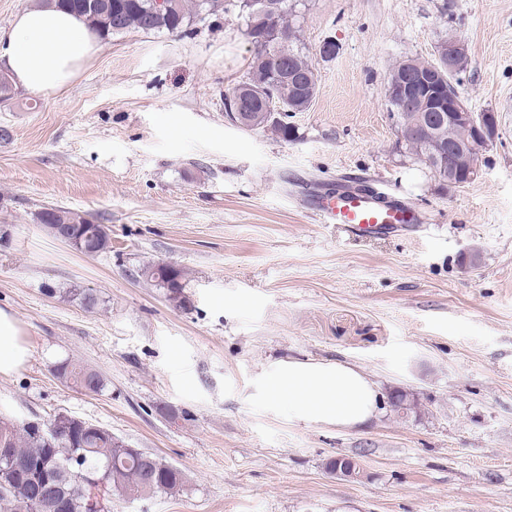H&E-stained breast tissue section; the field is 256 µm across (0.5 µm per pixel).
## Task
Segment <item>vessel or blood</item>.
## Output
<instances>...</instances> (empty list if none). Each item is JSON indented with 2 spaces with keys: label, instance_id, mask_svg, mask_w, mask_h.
<instances>
[{
  "label": "vessel or blood",
  "instance_id": "obj_1",
  "mask_svg": "<svg viewBox=\"0 0 512 512\" xmlns=\"http://www.w3.org/2000/svg\"><path fill=\"white\" fill-rule=\"evenodd\" d=\"M308 206L322 223L361 238L412 230L418 217L388 193L355 186L314 192Z\"/></svg>",
  "mask_w": 512,
  "mask_h": 512
}]
</instances>
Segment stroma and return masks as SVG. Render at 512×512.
Returning <instances> with one entry per match:
<instances>
[{
	"label": "stroma",
	"mask_w": 512,
	"mask_h": 512,
	"mask_svg": "<svg viewBox=\"0 0 512 512\" xmlns=\"http://www.w3.org/2000/svg\"><path fill=\"white\" fill-rule=\"evenodd\" d=\"M290 2L318 76L292 139L225 114L254 56L237 7L186 35L111 36L65 87L0 103V309L30 346L0 376V417L66 413L187 476L182 495L107 512H512V0ZM450 35L469 51L459 91L499 136L481 178L446 190L399 151L385 84ZM351 180L388 187L417 231L321 223L310 193ZM55 206L105 225L109 251L55 239L35 219ZM157 263L181 272L184 305L144 275ZM75 285L102 305L67 298ZM63 359L106 388L57 378ZM292 359L361 368L378 416L289 418L266 384ZM339 456L359 478L327 469ZM53 371L59 378L87 393L98 394L105 387V380L98 371L69 359L55 364Z\"/></svg>",
	"instance_id": "35a3bbf8"
}]
</instances>
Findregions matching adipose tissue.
Instances as JSON below:
<instances>
[{
    "label": "adipose tissue",
    "mask_w": 512,
    "mask_h": 512,
    "mask_svg": "<svg viewBox=\"0 0 512 512\" xmlns=\"http://www.w3.org/2000/svg\"><path fill=\"white\" fill-rule=\"evenodd\" d=\"M0 54L19 87L41 92L65 86L97 52L99 37L83 17L55 7L26 9L0 30ZM29 349L18 320L0 310V376L16 372ZM271 401L288 405L289 417L305 423L355 429L379 411V392L361 369L341 362L289 361L271 379Z\"/></svg>",
    "instance_id": "ef3b65f1"
}]
</instances>
